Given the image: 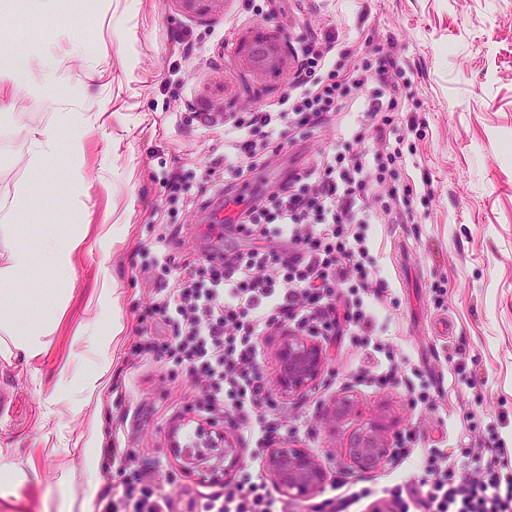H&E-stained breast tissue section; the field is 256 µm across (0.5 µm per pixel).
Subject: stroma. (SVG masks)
I'll use <instances>...</instances> for the list:
<instances>
[{"mask_svg": "<svg viewBox=\"0 0 512 512\" xmlns=\"http://www.w3.org/2000/svg\"><path fill=\"white\" fill-rule=\"evenodd\" d=\"M75 12L84 49L59 66L79 76L77 88L55 89L53 110L26 96L0 109V212L29 187L23 229L37 251L21 280L19 318L52 287L38 252L44 230L91 224L47 352L33 363L0 359V512H98L89 490L112 485L122 468L104 455L109 445L175 474L161 489L173 512L221 491L220 481L188 471L205 419L189 375L173 360L133 356L136 328L184 261L229 245L209 228L224 214L226 192L245 200L271 192L334 152L370 170L376 155L400 153L382 186L358 198L383 290L361 296L371 335L324 334L319 383L301 395L275 392L288 415L279 444L307 449L328 477L351 476L349 438L360 419L376 418L394 448L382 473L420 471L437 450L472 470L494 438L512 467V0H104L99 9L66 0L62 16L40 19L4 5L0 48L42 52L60 40L63 15ZM121 29L136 36L129 74L116 62ZM267 38L285 46L288 62L258 73L246 64L248 50ZM315 40L333 41L340 67L367 63L408 82L407 93L387 102L384 139L357 137L381 90L374 80L351 91L329 122L278 128L273 149H258L253 167L234 176L225 120L279 110L298 55ZM73 110L108 115L85 138L83 217L68 206L65 159L41 182L28 164L27 131ZM407 206L414 223H398ZM124 222L125 237L99 238V225ZM106 279L117 285L125 331L94 423L57 382L63 365L90 359L82 328H105L98 294ZM393 365L398 376L385 381ZM342 395L354 403L345 417L333 412Z\"/></svg>", "mask_w": 512, "mask_h": 512, "instance_id": "1", "label": "stroma"}]
</instances>
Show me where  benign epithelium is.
Returning <instances> with one entry per match:
<instances>
[{"label": "benign epithelium", "mask_w": 512, "mask_h": 512, "mask_svg": "<svg viewBox=\"0 0 512 512\" xmlns=\"http://www.w3.org/2000/svg\"><path fill=\"white\" fill-rule=\"evenodd\" d=\"M287 57L284 46L277 41L260 40L248 55L250 67L257 71H273L283 67ZM275 361L279 390L300 395L311 389L327 368L323 346L311 336L290 331L279 346ZM224 472L239 467L241 456L233 438L223 434ZM386 426L378 420L359 425L348 444L351 463L363 471L374 470L391 455ZM266 464L273 480L291 496L314 492L326 479V471L318 459L303 448L282 446L266 451Z\"/></svg>", "instance_id": "benign-epithelium-1"}]
</instances>
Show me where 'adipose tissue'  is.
I'll return each mask as SVG.
<instances>
[{
	"instance_id": "obj_1",
	"label": "adipose tissue",
	"mask_w": 512,
	"mask_h": 512,
	"mask_svg": "<svg viewBox=\"0 0 512 512\" xmlns=\"http://www.w3.org/2000/svg\"><path fill=\"white\" fill-rule=\"evenodd\" d=\"M72 73L60 69L52 53L30 54L21 50H0V102L25 95L44 108H54L56 100L47 92L48 87L72 82ZM84 115L62 112L55 123L30 131L33 149L29 165L35 172H42L59 151H66L72 163L69 178L72 183L82 181L84 157ZM28 189H20L9 212L0 215V358H23L32 362L40 359L48 349L50 336L64 311V284L69 283L74 258L86 234L87 225H79L72 234L47 232L41 249L46 253L48 269L55 287L49 305L43 306L28 321H20L14 304L19 298L17 285L21 276L34 262L32 249L20 234L18 217L26 215ZM100 305L112 312L108 336L97 340L93 349L98 362L92 371L75 373L73 368L63 369L58 379L59 388H68L70 380L78 382V410L99 413V395L109 378L119 351V338L124 327L117 315L120 296L111 282H104L99 295Z\"/></svg>"
}]
</instances>
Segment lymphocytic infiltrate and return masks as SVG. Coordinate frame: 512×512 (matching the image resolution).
Wrapping results in <instances>:
<instances>
[{
    "mask_svg": "<svg viewBox=\"0 0 512 512\" xmlns=\"http://www.w3.org/2000/svg\"><path fill=\"white\" fill-rule=\"evenodd\" d=\"M332 42L309 48L297 71L288 110L251 113L247 126L259 132L276 126L317 125L335 111L341 84L324 80L317 62ZM368 183L362 160L335 155L257 200L244 216L228 215V232L250 240L244 250L207 255L157 298L151 314L172 330L152 336L141 325L137 355L164 356L185 364L198 392L199 408L211 415L235 414L255 423L258 447L287 431L288 419L272 399L271 383L258 371L259 340L287 325L320 336L346 321L369 329L363 312L340 311L330 300L332 284L357 278L369 288L367 249L355 225L358 190ZM160 470L135 469L121 484V499L135 512H172L159 489L170 482ZM396 504L411 500L421 512H512V468L497 456L480 459L476 471L449 466L444 454L429 456L421 471L403 476L390 490ZM202 512H291L275 496L265 475L243 470L207 497Z\"/></svg>",
    "mask_w": 512,
    "mask_h": 512,
    "instance_id": "lymphocytic-infiltrate-1",
    "label": "lymphocytic infiltrate"
}]
</instances>
